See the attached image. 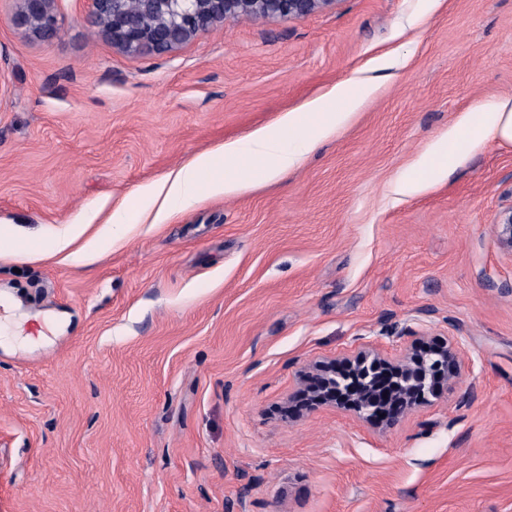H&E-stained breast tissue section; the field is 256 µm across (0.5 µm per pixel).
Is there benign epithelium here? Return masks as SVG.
<instances>
[{
    "instance_id": "7a95c632",
    "label": "benign epithelium",
    "mask_w": 512,
    "mask_h": 512,
    "mask_svg": "<svg viewBox=\"0 0 512 512\" xmlns=\"http://www.w3.org/2000/svg\"><path fill=\"white\" fill-rule=\"evenodd\" d=\"M91 22L112 47L131 55L173 51L227 18H295L335 0H85ZM55 0H18L15 25L50 40L60 29ZM495 231L512 255V211ZM462 370L453 342L409 349L390 361L373 348L359 350L321 373L303 375L304 406L351 410L390 429L426 406Z\"/></svg>"
}]
</instances>
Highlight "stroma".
<instances>
[{
  "label": "stroma",
  "instance_id": "35a3bbf8",
  "mask_svg": "<svg viewBox=\"0 0 512 512\" xmlns=\"http://www.w3.org/2000/svg\"><path fill=\"white\" fill-rule=\"evenodd\" d=\"M0 0V223L60 245L0 258L29 347L0 331V512H512V143L396 193L476 104L512 96V0H337L228 19L165 55L113 49L83 0L27 36ZM380 93L298 168L65 241L194 156L333 86ZM455 338L450 389L383 431L299 408L308 368Z\"/></svg>",
  "mask_w": 512,
  "mask_h": 512
}]
</instances>
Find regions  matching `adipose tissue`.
Masks as SVG:
<instances>
[{
	"label": "adipose tissue",
	"instance_id": "1",
	"mask_svg": "<svg viewBox=\"0 0 512 512\" xmlns=\"http://www.w3.org/2000/svg\"><path fill=\"white\" fill-rule=\"evenodd\" d=\"M378 90L361 78L337 83L326 95L283 113L275 122L245 137L223 144L217 152L201 153L161 181L142 187L136 201L141 224H164L180 210L211 197H235L253 187L236 176L239 168L256 170L263 181L273 182L300 166L319 145L347 125ZM512 143V97L485 102L462 116L448 132L432 141L410 173L398 182L396 191L411 196L433 188L452 174L468 150L486 141ZM232 166L230 174L211 177L217 160ZM110 224L129 227L133 220L127 205L109 216Z\"/></svg>",
	"mask_w": 512,
	"mask_h": 512
}]
</instances>
